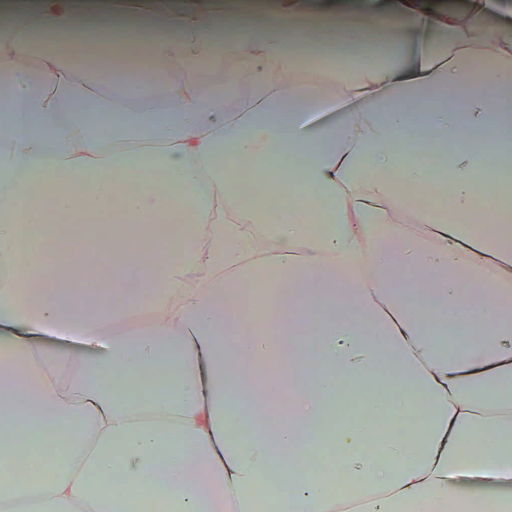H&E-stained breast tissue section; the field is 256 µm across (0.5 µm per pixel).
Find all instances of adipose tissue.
I'll return each instance as SVG.
<instances>
[{
  "label": "adipose tissue",
  "instance_id": "1",
  "mask_svg": "<svg viewBox=\"0 0 512 512\" xmlns=\"http://www.w3.org/2000/svg\"><path fill=\"white\" fill-rule=\"evenodd\" d=\"M491 13V0L439 15L395 0H0V265L21 231L40 246L0 277V328L23 356L8 384L26 391L0 413V441L67 439L39 478L0 476V512H124L132 491L179 512H252L262 473L328 420L344 385L377 381L372 413L420 404L424 418L370 452L362 425L333 423L346 484L313 477L272 497L289 512H451L448 476L468 447L491 465L512 437V203L490 220L475 209L490 150L512 143V28ZM363 16L390 30L396 61L342 81L341 120L310 136L309 113L332 97L292 78L289 35L342 19L352 46ZM133 21L148 47L112 67ZM90 36L107 57L96 75L66 58ZM420 130L458 144L448 205L411 206L387 177L428 178L409 153ZM242 161L266 188L248 201ZM286 173L291 206L278 201ZM126 179L138 189L121 191ZM321 194L333 229L318 235L294 209ZM407 209L415 223H397ZM88 243L108 287L59 270ZM248 273L273 298L260 324L239 289ZM308 323L314 368L298 348ZM451 323L447 343L436 330ZM42 330L93 353L47 347ZM148 371L173 374V392H117L116 375ZM253 376L258 394L229 395ZM117 464L123 486L100 484Z\"/></svg>",
  "mask_w": 512,
  "mask_h": 512
}]
</instances>
